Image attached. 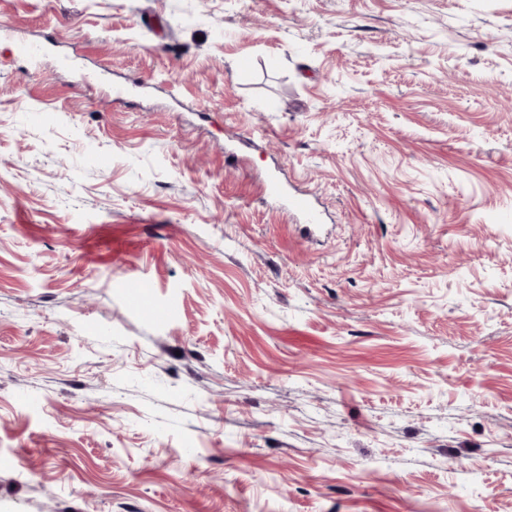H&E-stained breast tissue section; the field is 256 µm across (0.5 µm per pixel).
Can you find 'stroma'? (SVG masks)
Returning a JSON list of instances; mask_svg holds the SVG:
<instances>
[{
    "instance_id": "stroma-1",
    "label": "stroma",
    "mask_w": 512,
    "mask_h": 512,
    "mask_svg": "<svg viewBox=\"0 0 512 512\" xmlns=\"http://www.w3.org/2000/svg\"><path fill=\"white\" fill-rule=\"evenodd\" d=\"M0 512H512V0H0ZM127 288H129V303L137 307L149 306L157 319L166 321L178 315L179 307L175 300H170L162 306H155L152 303L150 293L147 289L150 287L147 283L142 281L132 282Z\"/></svg>"
}]
</instances>
